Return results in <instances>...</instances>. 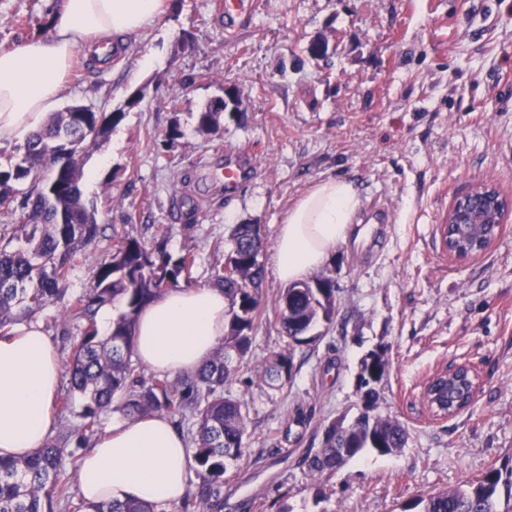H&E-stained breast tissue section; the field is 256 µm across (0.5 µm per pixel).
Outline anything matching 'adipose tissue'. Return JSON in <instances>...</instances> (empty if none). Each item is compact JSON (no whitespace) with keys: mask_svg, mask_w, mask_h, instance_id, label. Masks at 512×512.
<instances>
[{"mask_svg":"<svg viewBox=\"0 0 512 512\" xmlns=\"http://www.w3.org/2000/svg\"><path fill=\"white\" fill-rule=\"evenodd\" d=\"M164 0H63L50 36L0 52V141L22 142L42 128L58 102L77 50L103 58L105 46L131 47ZM361 201L347 180H317L291 203L274 242V272L284 284L324 266L355 223ZM230 302L214 286L177 287L137 314L133 352L157 373L191 375L224 338ZM62 381L56 345L29 321L0 336V457L19 459L43 447L56 422ZM193 455L186 437L162 414L119 421L81 454L76 483L102 504L135 499L175 512L189 491Z\"/></svg>","mask_w":512,"mask_h":512,"instance_id":"1","label":"adipose tissue"}]
</instances>
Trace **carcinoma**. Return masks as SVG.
<instances>
[{
  "label": "carcinoma",
  "instance_id": "1",
  "mask_svg": "<svg viewBox=\"0 0 512 512\" xmlns=\"http://www.w3.org/2000/svg\"><path fill=\"white\" fill-rule=\"evenodd\" d=\"M121 118L120 112L105 116L66 107L51 113L21 155L0 163V207L17 224L16 245L0 246V332L67 299L59 317L76 325L80 339L68 366L70 388L57 408L69 411L75 395L86 401L80 423L66 432L64 442L49 440L27 458L0 459V512H154L152 506L134 500L90 504L73 489L78 451L104 432L101 414L108 411L125 420L149 413H163L178 424L193 420L198 482L183 500L182 512H222L228 461L247 451V405L224 385L238 372L230 362V350L245 357L255 324L265 315L263 269L258 262L262 240L254 225H235L230 248L220 242L214 246L215 254L231 258L227 263L218 260L213 267V285L230 298L231 317L224 340L192 376L148 374L132 359L137 311L165 290L192 282L195 252L186 249L172 256L164 244L166 231H159L153 247L133 237L119 239L112 246L111 260L92 271L96 288L68 294L81 254L99 234L95 211L83 200L82 161ZM218 126L219 113L208 107L196 113L199 134H212ZM27 179L38 185L37 191L23 194L18 202L20 189L15 184ZM116 300L126 310L113 320L111 334L102 336L98 312ZM335 312L336 285L326 275L315 274L284 289L277 318L292 347L269 354L258 377L271 389L284 386L294 347L316 343L322 334L313 333L314 328L331 325ZM387 370L384 355L371 352L364 357L358 376L361 417L339 432L336 423L327 426L322 447L302 459L313 477L332 475L367 449L387 456L405 447V425L376 413L377 385ZM402 512H512V459L492 465L474 481L421 495L404 504Z\"/></svg>",
  "mask_w": 512,
  "mask_h": 512
}]
</instances>
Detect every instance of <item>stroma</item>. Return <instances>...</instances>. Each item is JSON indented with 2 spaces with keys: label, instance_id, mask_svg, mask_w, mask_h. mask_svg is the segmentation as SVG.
I'll list each match as a JSON object with an SVG mask.
<instances>
[{
  "label": "stroma",
  "instance_id": "stroma-1",
  "mask_svg": "<svg viewBox=\"0 0 512 512\" xmlns=\"http://www.w3.org/2000/svg\"><path fill=\"white\" fill-rule=\"evenodd\" d=\"M217 0H166L133 48L93 65L77 52L59 95L123 120L89 154L85 200L100 233L70 291L95 288L90 267L110 261L121 236L152 243L171 229V254L193 250L195 285L212 282V245L237 224H259L262 302L278 308L283 285L272 246L289 204L334 176L362 204L387 203L390 221L358 224L325 275L336 283L334 321L297 349L279 390L252 371L286 339L259 324L227 391L248 407L246 454L224 480V512H400L404 502L454 488L512 456V214L490 248L459 261L442 247L441 219L455 196L487 181L512 196V0H258L226 31ZM51 0H0V51L50 35ZM328 46L312 59L308 46ZM236 89L240 114L210 135L194 117ZM182 136L164 139L171 126ZM249 154L252 176L231 197L206 175L226 152ZM117 180H110V173ZM384 353L380 414L409 439L391 456L365 451L331 477L301 457L324 429L363 409L362 359ZM477 367L473 405L446 420L421 403L426 380Z\"/></svg>",
  "mask_w": 512,
  "mask_h": 512
}]
</instances>
